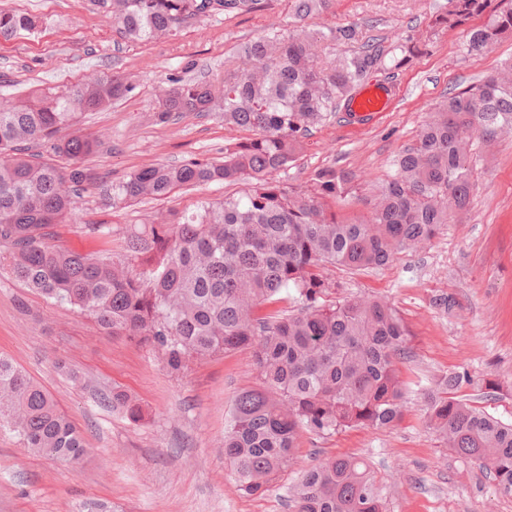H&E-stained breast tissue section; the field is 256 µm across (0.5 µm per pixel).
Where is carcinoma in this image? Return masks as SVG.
<instances>
[{
    "instance_id": "1",
    "label": "carcinoma",
    "mask_w": 512,
    "mask_h": 512,
    "mask_svg": "<svg viewBox=\"0 0 512 512\" xmlns=\"http://www.w3.org/2000/svg\"><path fill=\"white\" fill-rule=\"evenodd\" d=\"M334 0H294L303 22L282 39L275 33L238 47L224 72L208 80L174 78L157 117L215 114L253 137L224 156H191L178 164L142 168L99 185L112 208L159 199L176 189L211 182L247 190L192 213L161 214L128 235L119 253H78L49 242L55 225L71 218L84 184L81 166L95 138L59 137L85 112L128 96L132 79L103 73L62 90H38L0 102V264L43 298L67 304L105 332L148 343L168 368L249 349L258 384L240 391L224 429V457L245 493L261 495L280 472L299 464L298 440L325 438L365 425L389 428L403 415L399 365L410 330L388 302L336 296V268H381L402 252L421 249L452 215L468 211L478 172L472 146L512 132V64L436 102L417 142L396 160L394 174L369 201L368 218H340L333 204L352 191L344 169L315 170L310 187L273 178L304 148L312 128L348 108L378 72L406 67L427 41L371 38L354 25L327 31L306 20ZM257 0H102L108 18L131 41L169 35L190 18L222 11L243 14ZM429 29L467 27L468 49L481 54L512 36V7L483 25L487 0H448ZM34 17L0 9V36L30 33ZM357 45L327 62L323 47ZM65 157L74 168L55 164ZM293 308L255 314L264 304ZM465 370L436 380L427 425L458 455L480 461L499 489L512 494V424L468 402ZM103 402L136 424L139 400L115 389ZM9 430L35 454L76 462L85 441L51 395L10 358L0 355V431ZM293 512H385L370 467L334 456L302 470L291 491Z\"/></svg>"
}]
</instances>
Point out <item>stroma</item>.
I'll list each match as a JSON object with an SVG mask.
<instances>
[{"mask_svg":"<svg viewBox=\"0 0 512 512\" xmlns=\"http://www.w3.org/2000/svg\"><path fill=\"white\" fill-rule=\"evenodd\" d=\"M291 5L261 0L254 12H216L184 21L174 35L132 43L93 0H0V8L39 21L34 35L0 37V97L117 72L135 81L131 95L62 132L100 140L86 167L112 181L156 163L217 158L250 131L226 128L213 115L159 121V95L171 79L222 72L240 44L269 27L288 32ZM447 7L448 0H335L312 22L323 29L353 22L367 36L404 37L424 32L431 16ZM509 60L512 37L475 56L466 50L462 29L437 32L394 77L378 74L392 89L382 118L356 131L345 112L336 113L312 130L278 180L305 188L315 169L349 170L356 192L335 210L349 219L366 215L365 197L393 174L395 159L415 143L432 105ZM476 152L480 178L465 216L451 219L431 245L400 254L386 267L333 274L341 296L375 295L404 317L412 334V357L402 366L408 404L393 428L356 427L328 438L306 434L297 454L306 465L335 455L365 460L386 512H512V494L501 493L478 461L453 453L424 423L432 379L463 369L472 377L470 399L512 423V133L493 146L477 145ZM230 191L213 182L114 209L91 186L75 220L55 226L54 241L79 252L116 251L131 229L157 213L190 212ZM442 297L451 307L439 306ZM0 353L51 393L88 448L70 464L32 454L15 435L0 433V512H81L90 502L103 512H291L298 470H284L265 495L249 496L224 459L233 399L257 383L250 351L171 373L158 349L104 334L84 314L47 303L0 267ZM115 388L139 399L147 412L142 424L102 404Z\"/></svg>","mask_w":512,"mask_h":512,"instance_id":"35a3bbf8","label":"stroma"}]
</instances>
